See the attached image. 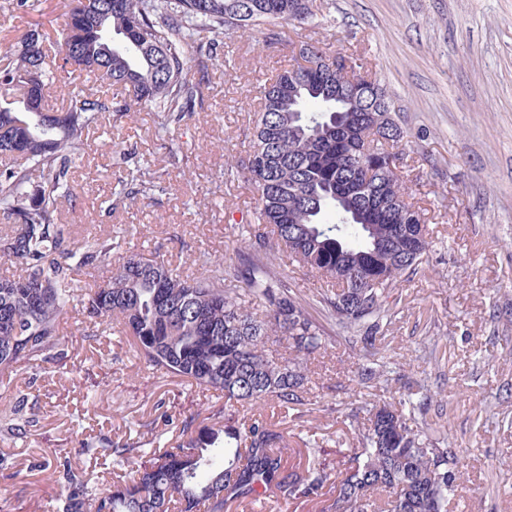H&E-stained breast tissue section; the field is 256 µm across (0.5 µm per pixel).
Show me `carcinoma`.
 I'll return each mask as SVG.
<instances>
[{"instance_id": "obj_1", "label": "carcinoma", "mask_w": 512, "mask_h": 512, "mask_svg": "<svg viewBox=\"0 0 512 512\" xmlns=\"http://www.w3.org/2000/svg\"><path fill=\"white\" fill-rule=\"evenodd\" d=\"M97 2L73 0L59 57L46 61L26 37L3 75L32 88L24 111L0 106V158L11 161L0 168V214L12 221L0 257L17 268L0 277V373L56 358L61 321L78 300L99 335L120 324L146 364L217 394L229 409L217 410L210 426L179 420L183 440L174 445L160 433L152 448L107 449L119 463L140 458L130 481L94 490L66 474L63 512H224L229 501L260 504L273 490L314 512H448L459 451L409 424L420 409L412 400L367 410L358 446L334 468L314 447L287 463L282 433L256 416L265 401L303 404L307 362L323 347L321 329L268 262L274 246L325 279L322 303L361 333L365 350L389 317L390 291L430 251L424 209L404 186V131L386 89L360 73L356 52L332 55L307 41L299 56L308 65L297 61L264 84L252 150L235 166L258 194L249 250L229 274L235 286L224 287L218 262L184 277L138 253L116 258L112 236L78 245L57 223L84 131L105 112L150 104L157 133L167 134L203 103L205 85L192 67L206 68L218 37L264 26L265 47L281 46L275 22L304 23L312 0H112L105 11ZM84 74L108 80L116 105L72 82ZM56 84L69 105L54 111L46 100ZM160 190L139 169L114 185L116 197L131 201ZM80 275L95 287L84 289ZM273 336L288 341L291 356L267 355ZM0 421L9 433L31 425L20 403L3 397Z\"/></svg>"}]
</instances>
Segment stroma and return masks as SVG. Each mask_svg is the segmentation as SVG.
Listing matches in <instances>:
<instances>
[{
	"mask_svg": "<svg viewBox=\"0 0 512 512\" xmlns=\"http://www.w3.org/2000/svg\"><path fill=\"white\" fill-rule=\"evenodd\" d=\"M69 0H0V70L13 63L32 23L47 44L61 39ZM312 17L287 40L308 37L329 51L355 48L395 101L408 133L407 185L425 211L432 247L416 275L391 296L398 304L376 342L384 373L362 382L369 355L330 318L316 277L275 252L291 293L323 331L308 363L305 404L271 403L262 417L290 447L314 440L328 460L356 447L351 408L427 399L426 420L462 449L460 487L448 512H512V0H316ZM263 31L227 30L203 74L202 110L172 129L178 155L162 149L150 106L106 113L72 166L58 219L72 237L119 232L123 249L163 258L186 275L200 256L233 269L247 244L239 229L254 191L226 175L250 152L257 88L288 63V48L262 49ZM163 190L112 204L118 175L132 167ZM81 309L63 319L62 357L0 374V396L20 400L26 433L0 431V512H56L63 485L47 459L98 484L112 456L98 440L148 443L175 435V419L207 422L222 401L161 375L139 359L133 339L102 337Z\"/></svg>",
	"mask_w": 512,
	"mask_h": 512,
	"instance_id": "obj_1",
	"label": "stroma"
}]
</instances>
